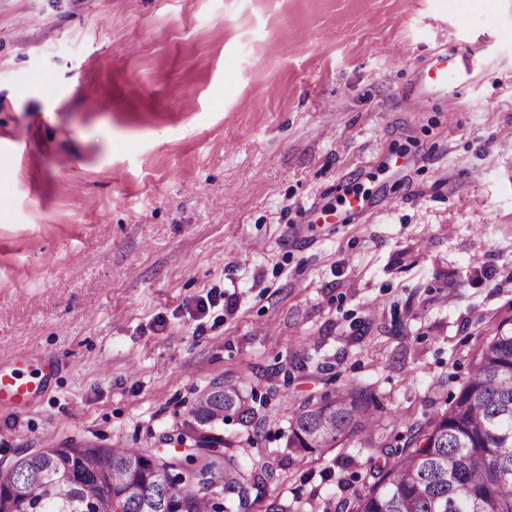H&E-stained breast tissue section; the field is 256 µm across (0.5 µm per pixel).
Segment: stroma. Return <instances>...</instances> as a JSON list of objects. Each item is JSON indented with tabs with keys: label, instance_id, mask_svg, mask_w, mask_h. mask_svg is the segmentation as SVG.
<instances>
[{
	"label": "stroma",
	"instance_id": "obj_1",
	"mask_svg": "<svg viewBox=\"0 0 512 512\" xmlns=\"http://www.w3.org/2000/svg\"><path fill=\"white\" fill-rule=\"evenodd\" d=\"M436 53L473 62L453 112ZM501 326L512 0H0V370L36 383L0 473L155 447L218 378L262 399L221 427L274 472L250 512H341L367 455L289 462L292 410L359 385L396 443Z\"/></svg>",
	"mask_w": 512,
	"mask_h": 512
}]
</instances>
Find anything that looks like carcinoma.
I'll return each mask as SVG.
<instances>
[{
    "mask_svg": "<svg viewBox=\"0 0 512 512\" xmlns=\"http://www.w3.org/2000/svg\"><path fill=\"white\" fill-rule=\"evenodd\" d=\"M257 412L243 390L212 382L173 429L185 445L168 449L90 445L75 441L18 460L0 480V512H228L199 485L218 486L235 512H245L250 490L265 485L268 469L246 472L224 449L220 425L237 418L258 428ZM359 448L391 458L371 466L373 482L348 512H512V330L499 329L473 355L469 375L447 407L407 425L403 445L381 434L376 400L347 385L335 398L299 406L289 418L288 459L302 462L345 434Z\"/></svg>",
    "mask_w": 512,
    "mask_h": 512,
    "instance_id": "carcinoma-1",
    "label": "carcinoma"
}]
</instances>
